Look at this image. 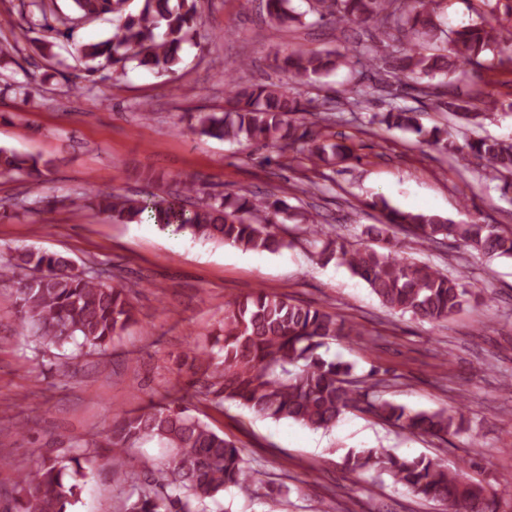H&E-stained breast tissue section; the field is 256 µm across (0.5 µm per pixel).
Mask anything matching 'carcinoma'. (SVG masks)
I'll list each match as a JSON object with an SVG mask.
<instances>
[{
    "mask_svg": "<svg viewBox=\"0 0 512 512\" xmlns=\"http://www.w3.org/2000/svg\"><path fill=\"white\" fill-rule=\"evenodd\" d=\"M71 0L67 11L54 12V20L72 38L75 28L102 15H112V36L96 43H72L70 55L92 77L107 66L123 68L129 62L160 76L177 73L183 45L194 41L200 16L198 0ZM292 0H265L272 24L301 23ZM478 20L441 37L436 20V0H312L319 20L344 28L371 24L392 30L384 45L390 58L383 71L384 87L405 89L421 75H462L494 52L499 62L512 63V29L497 25L495 8ZM41 17L28 21L25 33L42 51L57 43L47 39L55 31L48 22L46 4L35 2ZM380 57L371 44H358L344 52L294 49L275 57L276 67L301 85L337 68L373 62ZM229 87L222 112H198L189 117L197 133L263 148L289 151L293 160L329 164L347 158L345 145L320 142L325 116L317 120L312 100L290 96L276 83ZM439 107L468 121L497 107L486 97L477 102L448 94ZM314 120L307 121L301 115ZM371 123L415 133L421 142L464 160L473 154L484 161L487 177L512 179V142L481 138L463 145L448 138V130L424 127L415 110L392 106L372 115ZM51 161L0 147V175L22 174L40 182ZM202 192L195 181H183L174 192L131 197L89 187L70 205L89 208L122 223L141 222L146 216L166 228L174 226L193 237L235 246L243 251L275 253L286 246L279 225L290 220L321 243L319 259L337 260L362 280L394 312L409 313L429 322H441L468 302L470 292L459 277H450L424 262L401 257L388 248L353 249L335 227L315 224L299 208L270 195L205 194L186 207L187 199ZM384 212V224L367 227L366 234L382 236L393 226L412 233L421 246L452 239L489 258H512V229H499L475 220L454 224L426 213L394 209L385 200L373 203ZM0 260V284L14 290L15 310L21 328L46 353L62 355L74 344L87 355H101L130 325L137 322L131 287L118 275L98 268L94 260L76 265L59 253L32 248L9 249ZM223 339L218 352L198 351L191 378L184 386L167 391L164 401L118 413L104 441L74 443L81 452L61 454L49 448L35 473L20 472L12 490H0V512H72L87 478L82 462L97 456L108 459L111 471L124 470L127 455L146 442L157 440L173 449L163 469L145 461L130 476L119 512H205V501L224 495L231 487L249 488L259 471L244 466L242 450L208 423L190 413L189 399L201 394L212 404L232 402L262 418L289 419L313 429H328L352 410L367 411L411 434L446 438L466 429L461 407L437 411H410L388 400H370L348 363L327 361L318 350L339 336L358 339L362 331L332 312L291 302L285 294L254 291L224 305ZM194 393H189V389ZM351 471L378 470L388 474L414 496L446 506L447 512H498L497 493L470 475L479 468L471 460L447 463L419 456L401 460L384 448L348 454Z\"/></svg>",
    "mask_w": 512,
    "mask_h": 512,
    "instance_id": "cac0c4a2",
    "label": "carcinoma"
}]
</instances>
